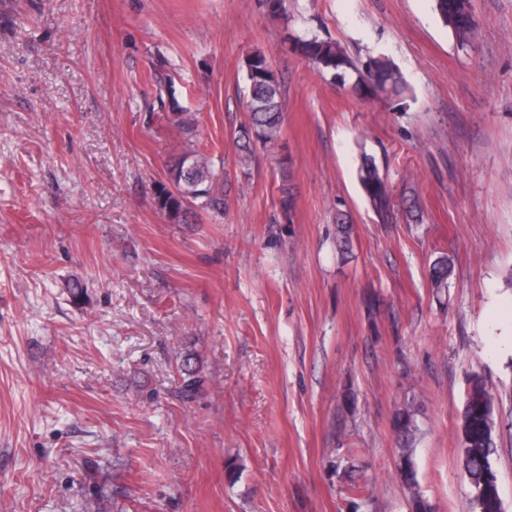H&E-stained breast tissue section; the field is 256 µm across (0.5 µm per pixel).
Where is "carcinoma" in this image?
<instances>
[{"mask_svg":"<svg viewBox=\"0 0 512 512\" xmlns=\"http://www.w3.org/2000/svg\"><path fill=\"white\" fill-rule=\"evenodd\" d=\"M436 11L452 31L457 44L471 47L478 39V24L473 14L471 0H435ZM283 44L291 52L309 60L322 77L338 86L353 83L365 96L392 99L400 96L405 88L398 68L388 59L372 57L357 67L339 41L316 33H288ZM244 67L247 74L248 120L236 131V165L242 174H248L255 160L257 147L272 149L281 139L285 122L281 81L273 68L270 57L261 50L246 54ZM168 123L177 128L186 143V150L168 169L167 183L160 185L155 197L156 208L175 224H185L190 215L199 211L220 215L224 213V171L214 167L206 155L195 148L197 123L195 117L182 109L173 86H168ZM359 181L379 223L390 224L395 214V204L386 178L381 174L376 160L364 157L359 168ZM280 204L284 214L293 205V188L288 174H282L279 187ZM353 227L343 212H336V249L345 256L351 251ZM452 273V260L437 257L430 269L432 287H448ZM181 393L192 398L200 385L197 373L182 366ZM494 396L485 380L472 375L468 380L466 399L460 419L461 456L463 470L471 479L474 512H502L492 455L495 453L496 428ZM399 461L397 473L409 494L410 512H432V504L418 490L417 472L413 461L414 444L418 426L414 411L406 405L396 415L395 421Z\"/></svg>","mask_w":512,"mask_h":512,"instance_id":"carcinoma-1","label":"carcinoma"}]
</instances>
